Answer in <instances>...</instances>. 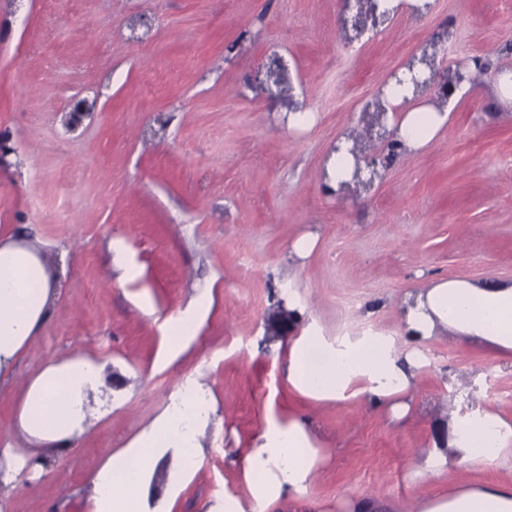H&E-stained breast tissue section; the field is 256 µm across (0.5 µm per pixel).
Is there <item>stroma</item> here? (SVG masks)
<instances>
[{
	"instance_id": "1",
	"label": "stroma",
	"mask_w": 512,
	"mask_h": 512,
	"mask_svg": "<svg viewBox=\"0 0 512 512\" xmlns=\"http://www.w3.org/2000/svg\"><path fill=\"white\" fill-rule=\"evenodd\" d=\"M355 35L343 0H0V237L49 260L54 308L0 389V448L19 400L51 359L103 364L98 414L66 456L26 468L7 512H89L90 480L186 384L216 413L193 475L161 460L151 500L169 512L252 507L243 458L267 417L308 420L324 460L305 498L323 512L377 495L405 506L447 490L410 480L412 453L448 440L437 410L476 394L512 415V355L486 344L422 343L414 411L397 422L288 384L279 301L336 342L344 326L401 344L402 301L428 282H512V106L492 87L512 65V6L433 0ZM480 60L441 138L385 154L360 103L422 54ZM312 112L288 127L283 115ZM377 159L371 187L325 190L345 134ZM312 235L307 257L294 243Z\"/></svg>"
}]
</instances>
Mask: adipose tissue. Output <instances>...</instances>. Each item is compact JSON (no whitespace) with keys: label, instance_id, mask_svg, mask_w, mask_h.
I'll use <instances>...</instances> for the list:
<instances>
[{"label":"adipose tissue","instance_id":"1","mask_svg":"<svg viewBox=\"0 0 512 512\" xmlns=\"http://www.w3.org/2000/svg\"><path fill=\"white\" fill-rule=\"evenodd\" d=\"M392 108L389 130L395 150L416 152L438 137L448 122V109L422 100L405 101L385 87ZM51 272L36 248L14 240L0 241V385L12 375L19 358L43 327L55 300ZM409 346L397 351L384 343L372 352L360 344H324L316 336H298L288 349L287 379L301 395L315 401L356 399L385 408L393 420L407 418L416 395L420 369L417 343L440 334L481 341L512 351V282L475 285L443 280L409 294L404 316ZM105 386L101 364L76 358L51 360L28 383L17 411V433L40 444L37 461L61 459L87 425L88 393ZM214 408L202 388L181 394L128 448L110 455L92 480V512H146L150 472L163 454L177 449L184 470L200 455L197 431L182 432L184 421H205ZM445 447H432L410 472L418 478L440 472L444 462L466 469L481 461H498L512 442V418L484 409L453 414ZM262 447L244 458L245 475H260L253 491L252 512H265L267 502L284 499L297 512L315 470L322 462L309 425L302 419L281 424L267 419ZM135 473H127L129 462ZM415 512H512V484H451L447 494L418 500Z\"/></svg>","mask_w":512,"mask_h":512}]
</instances>
